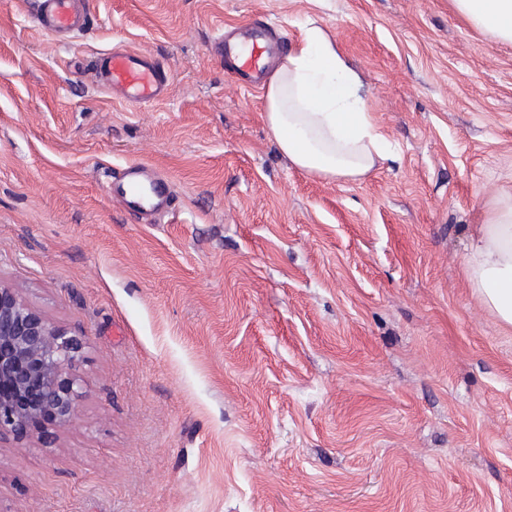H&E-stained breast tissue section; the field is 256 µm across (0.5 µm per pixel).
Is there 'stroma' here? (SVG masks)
I'll return each instance as SVG.
<instances>
[{
    "label": "stroma",
    "mask_w": 512,
    "mask_h": 512,
    "mask_svg": "<svg viewBox=\"0 0 512 512\" xmlns=\"http://www.w3.org/2000/svg\"><path fill=\"white\" fill-rule=\"evenodd\" d=\"M61 42L0 0V283L84 347L56 447L0 441V512H512V332L468 238L512 193V43L451 0H87ZM308 21L390 142L358 180L293 165L210 46ZM122 45L159 103L98 85ZM149 164L177 211L113 206ZM95 66L104 87L126 104L156 102L168 96L167 73L151 56L127 48L112 49L101 54Z\"/></svg>",
    "instance_id": "stroma-1"
}]
</instances>
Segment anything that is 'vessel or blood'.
Instances as JSON below:
<instances>
[{
    "mask_svg": "<svg viewBox=\"0 0 512 512\" xmlns=\"http://www.w3.org/2000/svg\"><path fill=\"white\" fill-rule=\"evenodd\" d=\"M37 20L55 36L85 29L90 15L84 0H34ZM221 54L230 63L244 87L259 85L266 71L269 48L262 21H254L252 34L238 43L220 42ZM96 71L113 97L127 104H144L167 98L170 84L165 69L151 56L115 49L101 54ZM112 202L140 220L154 221L156 216L170 213L173 185L165 176L142 163H129L112 175Z\"/></svg>",
    "mask_w": 512,
    "mask_h": 512,
    "instance_id": "obj_1",
    "label": "vessel or blood"
}]
</instances>
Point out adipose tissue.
Returning <instances> with one entry per match:
<instances>
[{
	"label": "adipose tissue",
	"instance_id": "1",
	"mask_svg": "<svg viewBox=\"0 0 512 512\" xmlns=\"http://www.w3.org/2000/svg\"><path fill=\"white\" fill-rule=\"evenodd\" d=\"M473 25L512 42V0H452ZM363 83L325 30L308 22L263 87V118L281 152L300 169L364 177L384 156L386 136L361 93ZM473 294L512 329V197L493 198L465 257Z\"/></svg>",
	"mask_w": 512,
	"mask_h": 512
}]
</instances>
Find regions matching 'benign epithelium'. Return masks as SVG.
<instances>
[{"label": "benign epithelium", "mask_w": 512, "mask_h": 512, "mask_svg": "<svg viewBox=\"0 0 512 512\" xmlns=\"http://www.w3.org/2000/svg\"><path fill=\"white\" fill-rule=\"evenodd\" d=\"M82 340L53 325L20 292L0 284V440L56 443L78 421V379L69 368Z\"/></svg>", "instance_id": "benign-epithelium-1"}]
</instances>
